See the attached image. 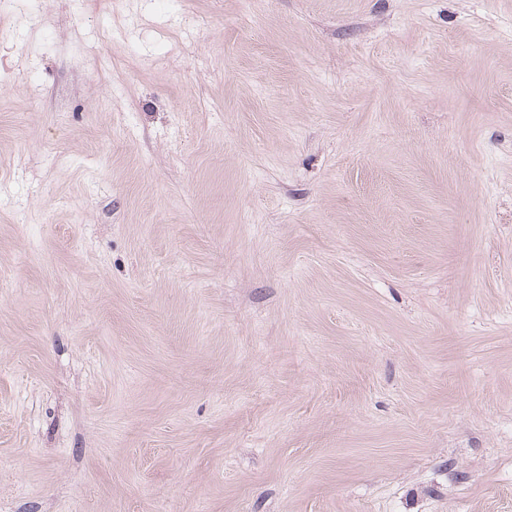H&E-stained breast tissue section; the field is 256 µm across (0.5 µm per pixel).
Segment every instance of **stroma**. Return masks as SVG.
Here are the masks:
<instances>
[{
	"label": "stroma",
	"mask_w": 512,
	"mask_h": 512,
	"mask_svg": "<svg viewBox=\"0 0 512 512\" xmlns=\"http://www.w3.org/2000/svg\"><path fill=\"white\" fill-rule=\"evenodd\" d=\"M0 512H512V0H0Z\"/></svg>",
	"instance_id": "obj_1"
}]
</instances>
